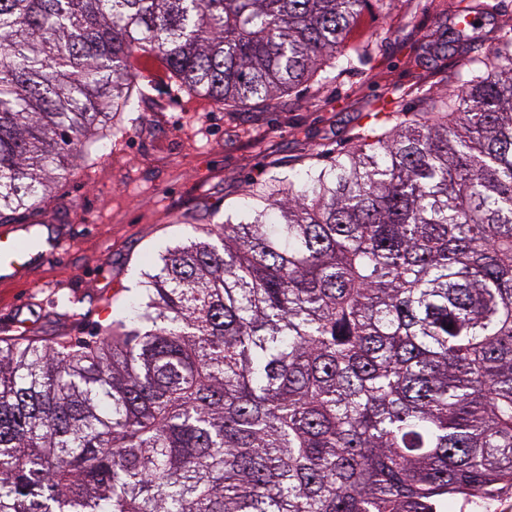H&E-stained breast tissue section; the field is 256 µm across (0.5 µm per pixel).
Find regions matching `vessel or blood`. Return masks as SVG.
I'll return each instance as SVG.
<instances>
[{
    "mask_svg": "<svg viewBox=\"0 0 512 512\" xmlns=\"http://www.w3.org/2000/svg\"><path fill=\"white\" fill-rule=\"evenodd\" d=\"M67 240L65 227L30 224L0 226V282L26 280L31 270L56 255Z\"/></svg>",
    "mask_w": 512,
    "mask_h": 512,
    "instance_id": "1",
    "label": "vessel or blood"
}]
</instances>
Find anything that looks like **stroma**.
I'll list each match as a JSON object with an SVG mask.
<instances>
[{"label":"stroma","instance_id":"stroma-1","mask_svg":"<svg viewBox=\"0 0 512 512\" xmlns=\"http://www.w3.org/2000/svg\"><path fill=\"white\" fill-rule=\"evenodd\" d=\"M455 0H374L347 44L370 42L361 63L328 82L308 81L276 109L227 107L191 95L151 61L149 93L115 113L90 158H75L41 207L17 222L64 224L67 249L25 282L0 285V338H85L123 318L145 254L193 235L189 217L223 222L246 210L249 184L294 180L327 152L353 147L377 96L391 91L419 109L416 49L451 29Z\"/></svg>","mask_w":512,"mask_h":512}]
</instances>
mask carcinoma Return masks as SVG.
I'll return each instance as SVG.
<instances>
[{
  "label": "carcinoma",
  "mask_w": 512,
  "mask_h": 512,
  "mask_svg": "<svg viewBox=\"0 0 512 512\" xmlns=\"http://www.w3.org/2000/svg\"><path fill=\"white\" fill-rule=\"evenodd\" d=\"M370 0H0V223L43 202L143 58L274 108ZM438 112L254 186L76 344L0 340V512H448L512 491V38Z\"/></svg>",
  "instance_id": "1"
}]
</instances>
